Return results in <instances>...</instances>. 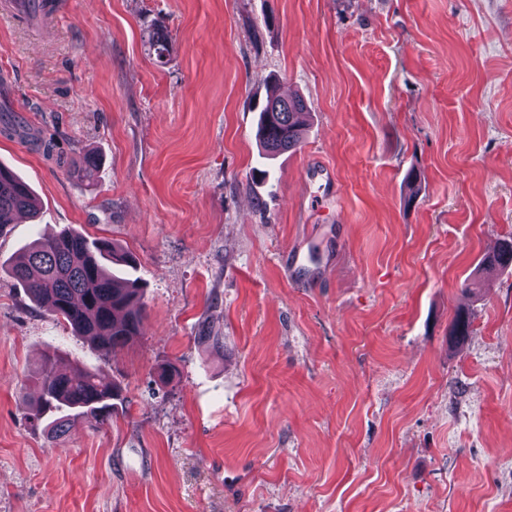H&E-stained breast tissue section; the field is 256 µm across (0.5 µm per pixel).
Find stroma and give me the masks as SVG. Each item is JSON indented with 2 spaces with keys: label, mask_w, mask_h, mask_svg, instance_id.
<instances>
[{
  "label": "stroma",
  "mask_w": 512,
  "mask_h": 512,
  "mask_svg": "<svg viewBox=\"0 0 512 512\" xmlns=\"http://www.w3.org/2000/svg\"><path fill=\"white\" fill-rule=\"evenodd\" d=\"M66 3L0 17V114L52 144L0 132L41 202L0 237V512H512V266L479 272L512 233V0ZM272 84L310 117L263 159ZM65 227L136 258L106 356L7 273ZM52 354L120 384L108 424L33 427Z\"/></svg>",
  "instance_id": "stroma-1"
}]
</instances>
